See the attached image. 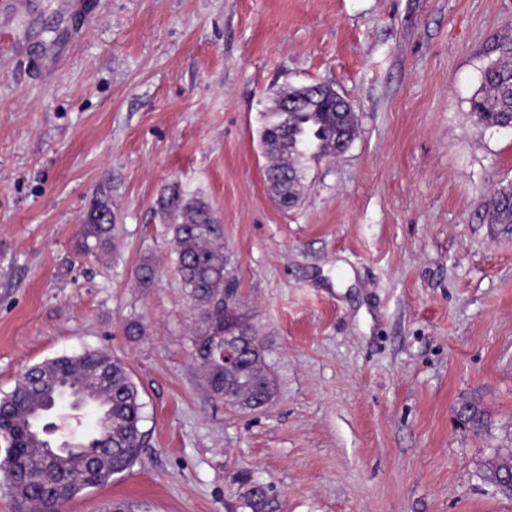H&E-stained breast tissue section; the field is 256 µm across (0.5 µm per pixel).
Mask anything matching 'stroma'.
<instances>
[{"label": "stroma", "instance_id": "obj_1", "mask_svg": "<svg viewBox=\"0 0 512 512\" xmlns=\"http://www.w3.org/2000/svg\"><path fill=\"white\" fill-rule=\"evenodd\" d=\"M70 2L25 0L0 66V398L27 366L106 350L138 385L147 445L67 512H249L255 487L265 512H512L480 475L512 431V224L488 217L512 133L471 113L512 43V0ZM316 82L350 101L359 134L309 163L286 210L261 114ZM103 184L118 246L77 255ZM173 184L224 228L276 383L264 408L202 386L155 213Z\"/></svg>", "mask_w": 512, "mask_h": 512}]
</instances>
